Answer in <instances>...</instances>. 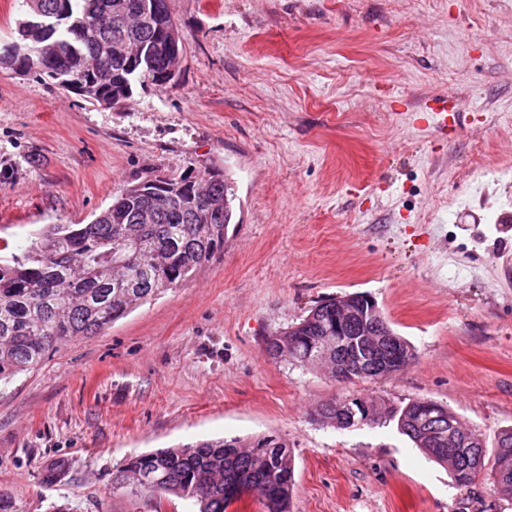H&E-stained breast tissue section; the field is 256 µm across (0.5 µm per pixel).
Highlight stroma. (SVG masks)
<instances>
[{
	"label": "stroma",
	"mask_w": 512,
	"mask_h": 512,
	"mask_svg": "<svg viewBox=\"0 0 512 512\" xmlns=\"http://www.w3.org/2000/svg\"><path fill=\"white\" fill-rule=\"evenodd\" d=\"M178 80L107 108L0 68V239L87 224L132 177L214 168L238 224L186 285L0 385V493L20 512H146L131 454L274 434L290 512H512L391 426L338 429L349 394L447 405L494 448L512 427V0H167ZM445 94L439 135L405 102ZM371 296L412 345L342 384L265 345L316 302ZM65 474L43 483L53 462ZM413 107L431 112L435 127L443 135H448V130L454 129L461 114L456 101L448 99V96H438L429 99L423 105L414 104Z\"/></svg>",
	"instance_id": "1"
}]
</instances>
